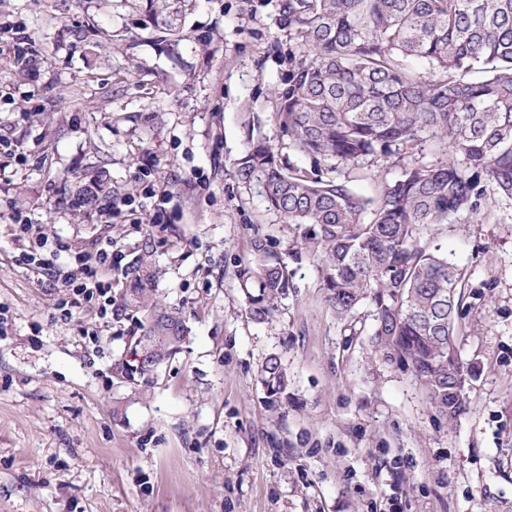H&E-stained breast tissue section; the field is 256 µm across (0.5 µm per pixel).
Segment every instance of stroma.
I'll list each match as a JSON object with an SVG mask.
<instances>
[{"instance_id": "1", "label": "stroma", "mask_w": 512, "mask_h": 512, "mask_svg": "<svg viewBox=\"0 0 512 512\" xmlns=\"http://www.w3.org/2000/svg\"><path fill=\"white\" fill-rule=\"evenodd\" d=\"M276 4L196 0L169 43L151 37L138 0H0V139L12 152L0 176V512L512 506V200L488 194L480 212L420 234L464 272L454 343L473 375L454 421L375 358L369 305L336 317L307 254L289 259L294 286L272 320L249 312L237 271L254 240L300 245L233 167L249 127L298 157L273 119L295 51ZM401 169L368 159L335 176L375 198ZM95 182L119 214L83 203ZM15 210L67 244L54 273L19 263ZM147 235L158 297L190 334L130 387L112 364L132 320L84 302L63 317L58 274L100 240L127 256ZM272 355L288 373L276 403L259 382Z\"/></svg>"}]
</instances>
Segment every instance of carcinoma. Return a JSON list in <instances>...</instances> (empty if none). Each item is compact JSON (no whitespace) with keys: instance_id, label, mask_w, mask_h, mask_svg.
Listing matches in <instances>:
<instances>
[{"instance_id":"cac0c4a2","label":"carcinoma","mask_w":512,"mask_h":512,"mask_svg":"<svg viewBox=\"0 0 512 512\" xmlns=\"http://www.w3.org/2000/svg\"><path fill=\"white\" fill-rule=\"evenodd\" d=\"M153 32L177 41L192 0H139ZM278 26L299 50L276 92L281 136L311 168L284 159L247 131L250 145L235 160L238 182L266 208L303 227L301 249L317 264L325 302L345 318L373 307L372 346L380 360L397 358L426 400L448 415L451 337L461 304L460 269L420 245V229L474 214L493 186L512 199V0H278ZM428 67L418 77L410 61ZM426 137L445 157L414 162L365 199L345 181L323 176L339 165L388 160ZM331 162L322 169L321 162ZM254 261L239 270L252 317H274L292 279L283 253L257 238ZM118 307L138 317L127 350L144 366L119 357L112 376L136 384L178 354L188 328L180 312L155 295L160 269L145 237L121 266ZM271 398L288 388L277 356L260 372Z\"/></svg>"}]
</instances>
